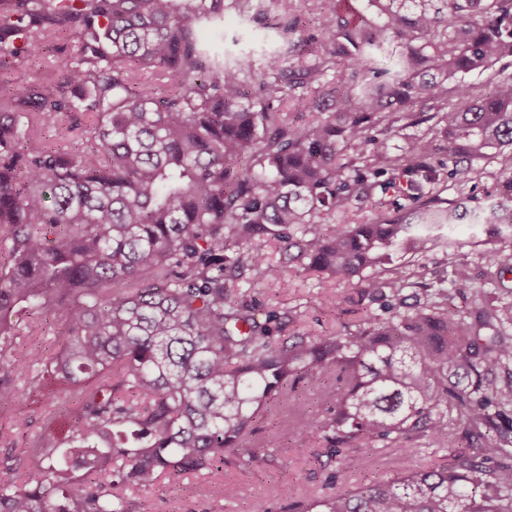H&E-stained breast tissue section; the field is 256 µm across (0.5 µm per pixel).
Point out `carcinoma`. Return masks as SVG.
<instances>
[{"label":"carcinoma","mask_w":512,"mask_h":512,"mask_svg":"<svg viewBox=\"0 0 512 512\" xmlns=\"http://www.w3.org/2000/svg\"><path fill=\"white\" fill-rule=\"evenodd\" d=\"M251 2L0 0V399L16 398L10 377L51 372L74 401L67 447L42 434L29 476L0 457V512H133L127 492L165 477L251 468L272 402L288 406L278 429L310 428L331 457L420 440L445 452L323 497L283 486L274 498L293 512H512V389L497 381L512 305L501 313L485 291L468 321L449 306L474 290L464 265L449 290L388 268L396 250L448 246L446 224H512V72L486 94L466 82L512 59V0H365L357 23L322 7L312 59L273 56L248 92L250 63H224L199 30ZM297 2L278 0L274 24L290 53L302 47ZM387 36L399 53L381 67ZM39 53L49 68L16 82ZM144 70L164 92L138 80ZM330 70L337 85L308 102L313 118H290L282 103ZM420 102L435 110L434 136L379 148L377 132L419 122ZM47 125L80 141L50 146ZM482 160L506 171L497 201L468 208L437 193L447 178L479 180ZM388 196L406 205L328 224ZM267 235L303 270L389 296L385 315L276 341L283 316L258 321L230 289L247 270L286 280L258 247ZM48 318L63 332L45 357L20 338Z\"/></svg>","instance_id":"1"}]
</instances>
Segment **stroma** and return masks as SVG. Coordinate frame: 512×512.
Returning <instances> with one entry per match:
<instances>
[{
  "label": "stroma",
  "mask_w": 512,
  "mask_h": 512,
  "mask_svg": "<svg viewBox=\"0 0 512 512\" xmlns=\"http://www.w3.org/2000/svg\"><path fill=\"white\" fill-rule=\"evenodd\" d=\"M277 14L274 0H253L250 12L244 15L233 8L224 13V49L251 54L253 77L263 75L269 55L283 49L276 29L268 25ZM501 175L500 164L492 163L485 167L476 184L458 185L450 181L441 185V195L450 200L465 198L471 207L489 200ZM455 231L456 248L398 254L394 257L395 266L412 280L430 283L451 280L454 266L462 264L469 270L476 289L497 290L501 301L512 303V274L498 278L497 266L487 258L489 250L502 248L504 239L512 237V225L459 224ZM288 274L290 282L284 288L250 271L233 285L236 295L256 300L258 320H265L272 310L283 313L276 340L297 334L331 336L342 331L344 325L355 324L365 312L380 309L379 301L363 296L356 282L322 279L297 268L289 269ZM328 290L335 291L341 299V314L330 312L326 306L324 293ZM11 386L20 391L21 397L13 402H0V454L11 452L25 463L42 433H55L62 440L70 435L71 424L63 417L69 396L65 384L50 373L34 385L20 377L12 378ZM283 412V407H274L270 416L258 423L255 439L266 450L258 466L243 470L229 465L205 479L193 474L164 478L155 488L133 494L136 512H263L271 504L272 486L280 483L290 485L299 498L336 491L342 485L339 465L326 462L322 447L309 431L299 429L290 436H282L275 427V419ZM343 457L350 460L351 477L356 480L368 471L394 477L438 460L439 455L426 447L411 458L390 448L370 454L350 449L344 451ZM224 484L234 486L233 497L223 496L220 487Z\"/></svg>",
  "instance_id": "obj_1"
}]
</instances>
